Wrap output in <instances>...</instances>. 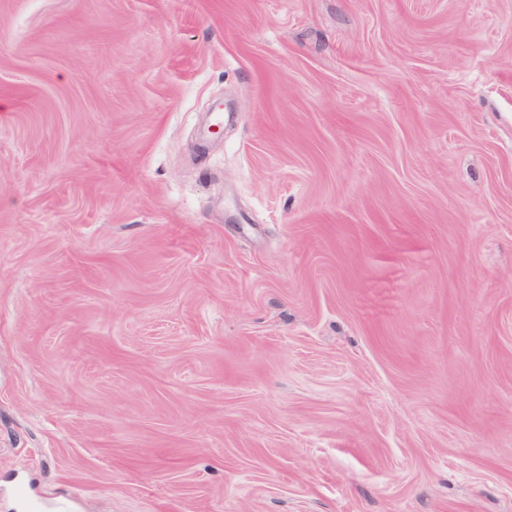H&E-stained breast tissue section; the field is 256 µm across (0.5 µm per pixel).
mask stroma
<instances>
[{"mask_svg":"<svg viewBox=\"0 0 512 512\" xmlns=\"http://www.w3.org/2000/svg\"><path fill=\"white\" fill-rule=\"evenodd\" d=\"M512 512V0H0V512Z\"/></svg>","mask_w":512,"mask_h":512,"instance_id":"1","label":"stroma"}]
</instances>
